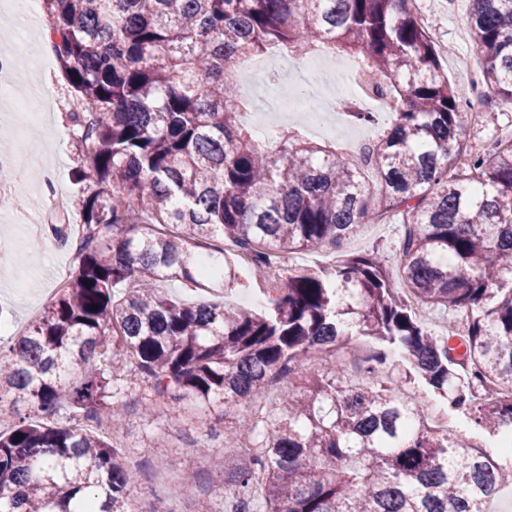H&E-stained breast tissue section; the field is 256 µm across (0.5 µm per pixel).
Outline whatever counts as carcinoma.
I'll use <instances>...</instances> for the list:
<instances>
[{
    "label": "carcinoma",
    "instance_id": "obj_1",
    "mask_svg": "<svg viewBox=\"0 0 512 512\" xmlns=\"http://www.w3.org/2000/svg\"><path fill=\"white\" fill-rule=\"evenodd\" d=\"M409 2L43 0L88 185L79 240L55 228L76 275L28 332L0 338V402L36 409L0 428V512H135L125 451L97 433L122 426L120 402L228 415L273 384L276 400L224 429L250 445L217 464L224 512H488L512 485V137L450 174L467 112ZM469 25L481 81L512 102V0H474ZM318 47L365 62L390 123L352 159L290 125L258 149L229 70ZM392 211L397 277L376 251L288 262ZM227 241L248 276L215 246ZM173 279L213 299L162 293ZM253 286L263 312L226 303ZM413 299L464 323L436 334ZM353 338L378 345L363 385L337 356ZM415 380L498 453L430 430Z\"/></svg>",
    "mask_w": 512,
    "mask_h": 512
}]
</instances>
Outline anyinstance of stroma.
<instances>
[{
	"label": "stroma",
	"mask_w": 512,
	"mask_h": 512,
	"mask_svg": "<svg viewBox=\"0 0 512 512\" xmlns=\"http://www.w3.org/2000/svg\"><path fill=\"white\" fill-rule=\"evenodd\" d=\"M412 7L428 27L441 52L440 64L459 100L470 115L465 137L469 142L494 144L512 133V102L499 99L479 81L480 69L468 17L472 0H413ZM50 34L49 22L30 23L12 0H0V50L15 51L17 60L28 65L24 75L15 78L9 95L0 96V153L16 151L36 153L39 168L30 171L23 191L29 205L24 212H0V245L11 252L8 267L0 268V315L13 330L28 331L43 316L56 295L60 279L75 270L68 249L58 247L51 237H31L30 225L40 223L46 198L42 190L44 173H51L53 195L63 197L73 208V222H80L76 208L84 195L71 171L77 160L76 127L64 113L66 100L73 97L58 61L44 44ZM49 92L46 110L31 129L26 141L17 138L19 115L16 107L35 87ZM402 224L390 218L378 224L364 225L362 232L334 249L303 250L292 254L290 262L303 267H322L344 256L378 251L391 270L399 268L398 242ZM157 444L152 454L141 452L143 442ZM118 441L126 456L141 460L144 468L132 472L135 498L140 505L155 504L158 497H170L181 484L185 471L192 470L208 479L203 492L183 495L178 512H222L224 486L209 480V455H202L200 445L210 453L229 458L236 449L224 445V412L217 409L191 422L162 415L151 420L131 415Z\"/></svg>",
	"instance_id": "35a3bbf8"
}]
</instances>
